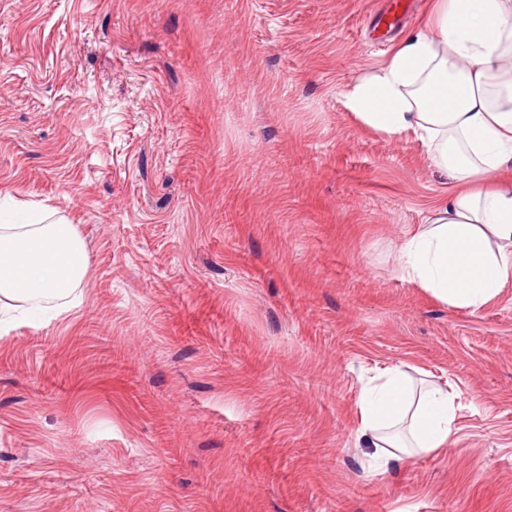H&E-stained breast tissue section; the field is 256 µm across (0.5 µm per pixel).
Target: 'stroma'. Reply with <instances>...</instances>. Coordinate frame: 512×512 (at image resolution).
I'll return each mask as SVG.
<instances>
[{"instance_id":"stroma-1","label":"stroma","mask_w":512,"mask_h":512,"mask_svg":"<svg viewBox=\"0 0 512 512\" xmlns=\"http://www.w3.org/2000/svg\"><path fill=\"white\" fill-rule=\"evenodd\" d=\"M392 0H0V210L75 225L81 301L0 321V512H512V285L402 277L453 187L346 106ZM448 388L372 473L363 388Z\"/></svg>"}]
</instances>
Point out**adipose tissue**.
<instances>
[{"instance_id":"1","label":"adipose tissue","mask_w":512,"mask_h":512,"mask_svg":"<svg viewBox=\"0 0 512 512\" xmlns=\"http://www.w3.org/2000/svg\"><path fill=\"white\" fill-rule=\"evenodd\" d=\"M362 125L410 133L456 183L400 250V270L438 300L479 309L512 282V0H429L422 26L346 95ZM89 265L74 225L0 222V310L77 290ZM357 444L378 471L446 447L447 389L385 369L361 399Z\"/></svg>"}]
</instances>
